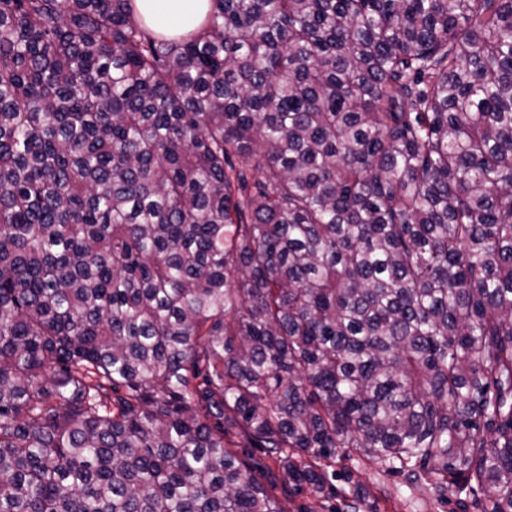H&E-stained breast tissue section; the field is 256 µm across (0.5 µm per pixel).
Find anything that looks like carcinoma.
Masks as SVG:
<instances>
[{
	"instance_id": "carcinoma-1",
	"label": "carcinoma",
	"mask_w": 512,
	"mask_h": 512,
	"mask_svg": "<svg viewBox=\"0 0 512 512\" xmlns=\"http://www.w3.org/2000/svg\"><path fill=\"white\" fill-rule=\"evenodd\" d=\"M233 445L512 512V0H0V512H285ZM139 10L147 15L149 26L159 32L184 34L204 19L209 0H136Z\"/></svg>"
}]
</instances>
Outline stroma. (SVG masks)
<instances>
[{"label": "stroma", "mask_w": 512, "mask_h": 512, "mask_svg": "<svg viewBox=\"0 0 512 512\" xmlns=\"http://www.w3.org/2000/svg\"><path fill=\"white\" fill-rule=\"evenodd\" d=\"M252 473L277 497L285 512H466L463 498L433 493L426 485L407 487L377 461L350 457L327 470L322 491L296 492L276 482V464L261 449L250 451Z\"/></svg>", "instance_id": "35a3bbf8"}]
</instances>
